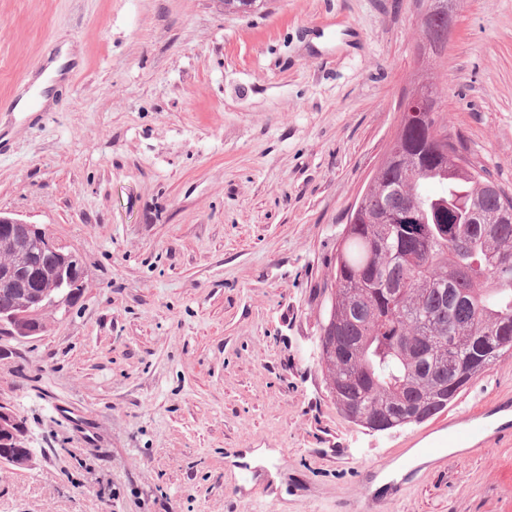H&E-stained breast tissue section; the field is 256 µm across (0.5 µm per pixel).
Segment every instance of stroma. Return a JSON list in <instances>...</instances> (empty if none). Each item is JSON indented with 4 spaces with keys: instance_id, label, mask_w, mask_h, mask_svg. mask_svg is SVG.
<instances>
[{
    "instance_id": "35a3bbf8",
    "label": "stroma",
    "mask_w": 512,
    "mask_h": 512,
    "mask_svg": "<svg viewBox=\"0 0 512 512\" xmlns=\"http://www.w3.org/2000/svg\"><path fill=\"white\" fill-rule=\"evenodd\" d=\"M0 0V211L84 266L44 331L0 334V403L34 463L0 512H338L484 404L512 357L386 431L336 408L319 359L336 243L423 79L474 164L512 194V0ZM52 104L11 103L61 45ZM394 512H512V440L414 468ZM432 13L428 21L427 34L433 43L448 42V1L431 0Z\"/></svg>"
}]
</instances>
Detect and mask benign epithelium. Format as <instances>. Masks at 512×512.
Returning <instances> with one entry per match:
<instances>
[{
  "label": "benign epithelium",
  "mask_w": 512,
  "mask_h": 512,
  "mask_svg": "<svg viewBox=\"0 0 512 512\" xmlns=\"http://www.w3.org/2000/svg\"><path fill=\"white\" fill-rule=\"evenodd\" d=\"M81 258L38 224L0 215V332L39 334L41 313L70 302L81 285ZM0 458L18 468L33 462L27 435L8 407L0 405Z\"/></svg>",
  "instance_id": "obj_1"
}]
</instances>
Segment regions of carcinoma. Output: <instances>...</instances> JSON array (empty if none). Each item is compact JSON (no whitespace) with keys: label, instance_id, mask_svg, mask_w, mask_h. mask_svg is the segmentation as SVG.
Instances as JSON below:
<instances>
[{"label":"carcinoma","instance_id":"1","mask_svg":"<svg viewBox=\"0 0 512 512\" xmlns=\"http://www.w3.org/2000/svg\"><path fill=\"white\" fill-rule=\"evenodd\" d=\"M249 13L267 0H220ZM429 40L448 42V0H431ZM406 120L396 152L345 224L328 276L319 336L329 393L361 425L402 427L453 403L489 366L512 355V196L484 168H454V144L436 140L438 90Z\"/></svg>","mask_w":512,"mask_h":512}]
</instances>
